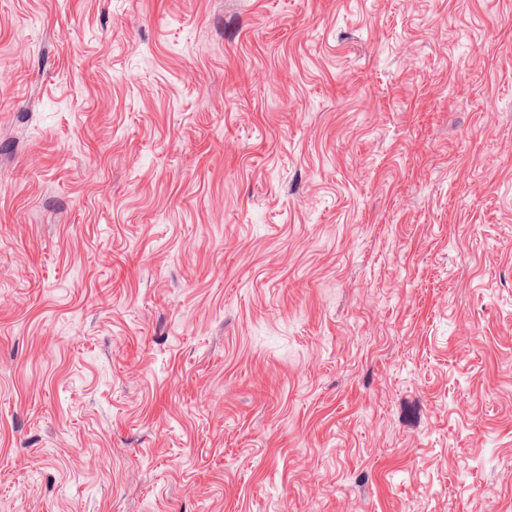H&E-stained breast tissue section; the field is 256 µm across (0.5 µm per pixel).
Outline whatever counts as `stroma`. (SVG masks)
Instances as JSON below:
<instances>
[{
	"label": "stroma",
	"mask_w": 512,
	"mask_h": 512,
	"mask_svg": "<svg viewBox=\"0 0 512 512\" xmlns=\"http://www.w3.org/2000/svg\"><path fill=\"white\" fill-rule=\"evenodd\" d=\"M0 512H512V0H0Z\"/></svg>",
	"instance_id": "1"
}]
</instances>
